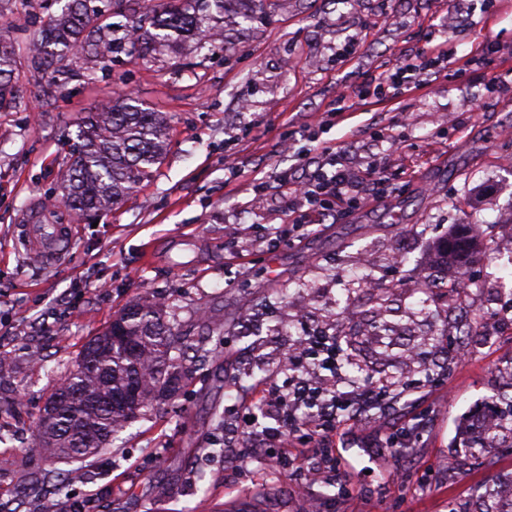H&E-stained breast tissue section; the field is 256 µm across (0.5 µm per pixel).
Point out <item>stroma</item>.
I'll return each instance as SVG.
<instances>
[{
  "label": "stroma",
  "mask_w": 512,
  "mask_h": 512,
  "mask_svg": "<svg viewBox=\"0 0 512 512\" xmlns=\"http://www.w3.org/2000/svg\"><path fill=\"white\" fill-rule=\"evenodd\" d=\"M49 0H10L0 30L26 46ZM218 51L187 41L113 55L93 79L58 86L20 67L26 107L0 112V512H488L512 497V442L455 454L512 397V0H243L215 24ZM444 43L448 73L395 95L382 74ZM489 48L486 64L469 67ZM366 102L332 115L339 85ZM133 93L164 113L169 140L139 191L77 221L58 205L63 144L79 119ZM330 122H322L323 113ZM384 169L391 191L369 207L320 217L288 245L276 172L309 177L318 143ZM265 181L264 195L254 186ZM69 224L58 261L31 254L21 220ZM461 224L483 248L456 310L418 293L417 273ZM160 305L190 345L175 398L126 424L107 450L50 463L27 452L59 380L83 345L130 303ZM498 326L465 335L474 312ZM309 330L355 337L341 390L357 370L401 380L359 409L300 467L270 466L278 414L240 408L286 364L296 314ZM224 334H215L217 325ZM416 430L412 447L385 442Z\"/></svg>",
  "instance_id": "1"
}]
</instances>
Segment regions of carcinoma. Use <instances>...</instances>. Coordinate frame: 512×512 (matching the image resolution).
<instances>
[{
	"mask_svg": "<svg viewBox=\"0 0 512 512\" xmlns=\"http://www.w3.org/2000/svg\"><path fill=\"white\" fill-rule=\"evenodd\" d=\"M230 0H164L160 10L143 9L117 26L95 0H65L28 44L27 66L58 84L68 83L70 62H86L88 75L112 61V54L193 39L212 42L209 22L224 14ZM16 43L0 35V112L17 111L22 101L12 82L18 69ZM166 118L124 95L101 104L77 122V143L60 180L65 207L83 217L134 195L162 157ZM115 320L137 351L129 355L109 339L107 326L83 347L75 366L51 397L58 398L53 427L36 425L34 444L50 460L89 458L101 453L112 432L137 418L153 403L171 397L186 376L180 357L184 341L162 310L147 300L124 309ZM142 408L124 402L129 388ZM493 440L512 434V399L497 412Z\"/></svg>",
	"mask_w": 512,
	"mask_h": 512,
	"instance_id": "obj_1",
	"label": "carcinoma"
}]
</instances>
